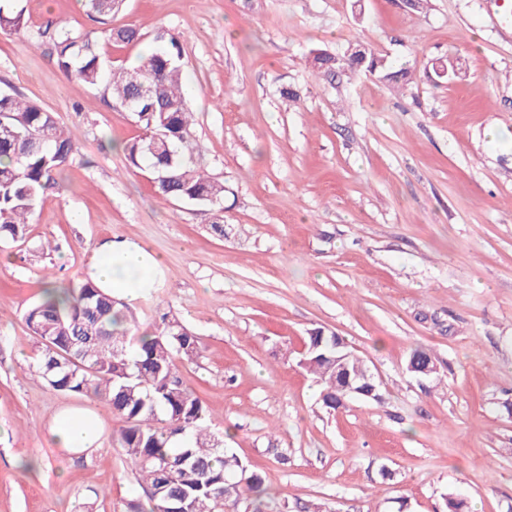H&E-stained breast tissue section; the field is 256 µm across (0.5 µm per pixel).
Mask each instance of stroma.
I'll list each match as a JSON object with an SVG mask.
<instances>
[{
    "instance_id": "35a3bbf8",
    "label": "stroma",
    "mask_w": 512,
    "mask_h": 512,
    "mask_svg": "<svg viewBox=\"0 0 512 512\" xmlns=\"http://www.w3.org/2000/svg\"><path fill=\"white\" fill-rule=\"evenodd\" d=\"M0 34V92L53 112L75 152L26 242L0 244V512H122L144 500L103 418L101 445L55 446L50 423L90 397L51 388L23 315L43 272L81 278L109 239L165 261L129 304L190 326L179 372L211 431L269 492V512H512V0H126L99 41L104 68L132 66L180 35L198 164L223 182L228 236L206 207L160 194L121 150L143 133L104 85L56 65L41 32L97 28L82 0H21ZM372 44L410 65L408 92L370 75L320 81L312 52ZM450 60L459 79L433 73ZM297 87L295 103L280 90ZM80 212L82 223L72 221ZM336 333L379 399L331 410L297 365L313 329ZM437 367L408 370L414 350ZM11 2L0 0V32H17L26 24L23 10L15 11Z\"/></svg>"
}]
</instances>
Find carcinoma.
<instances>
[{
	"label": "carcinoma",
	"instance_id": "carcinoma-1",
	"mask_svg": "<svg viewBox=\"0 0 512 512\" xmlns=\"http://www.w3.org/2000/svg\"><path fill=\"white\" fill-rule=\"evenodd\" d=\"M13 0H0V32H17L26 21ZM88 12L104 20L123 0H86ZM54 47L59 69L96 85L103 73L96 38L61 24L43 31ZM181 39L144 56L134 68L110 70L112 99L130 106L143 134L122 145L128 162L147 167L160 193L215 211L224 208V183L196 163L198 146L184 96ZM313 68L326 81L362 74L405 89L415 70L394 69L369 44L356 42L341 54L314 50ZM138 82H132V74ZM74 153V144L54 113L33 100L0 94V242L26 239L35 212ZM43 281L38 302L24 313L27 328L41 344L36 366L55 390L93 394L119 422L118 444L133 463L148 494V507L132 500L126 512H154L168 505L178 512H264L262 477L249 471L224 440L209 431L206 408L178 374L177 361H192L199 338L181 320L163 313L152 330L140 325L129 307L83 278L64 288L65 298ZM343 340L315 330L307 336L299 365L321 383L323 404L331 409L351 395L375 398L378 386L363 362L348 356Z\"/></svg>",
	"mask_w": 512,
	"mask_h": 512
}]
</instances>
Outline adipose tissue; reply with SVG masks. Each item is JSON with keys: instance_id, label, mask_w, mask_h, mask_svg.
Listing matches in <instances>:
<instances>
[{"instance_id": "ef3b65f1", "label": "adipose tissue", "mask_w": 512, "mask_h": 512, "mask_svg": "<svg viewBox=\"0 0 512 512\" xmlns=\"http://www.w3.org/2000/svg\"><path fill=\"white\" fill-rule=\"evenodd\" d=\"M162 270V257L145 246L128 240H111L96 249L87 274L102 290L133 300L140 289L156 286ZM129 271L139 274L137 287H128L124 280V273ZM100 425L99 409L66 408L55 416L51 434L57 447L80 452L98 447Z\"/></svg>"}]
</instances>
